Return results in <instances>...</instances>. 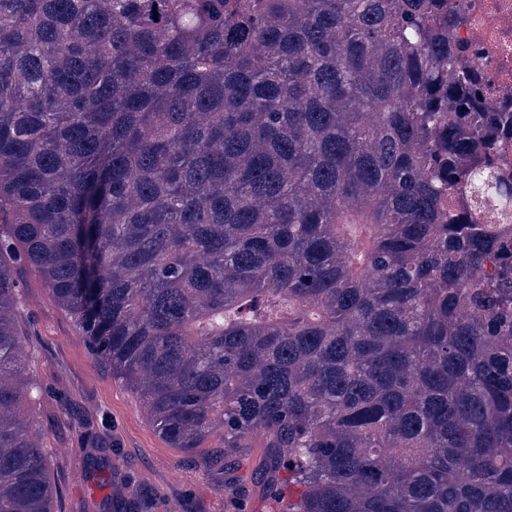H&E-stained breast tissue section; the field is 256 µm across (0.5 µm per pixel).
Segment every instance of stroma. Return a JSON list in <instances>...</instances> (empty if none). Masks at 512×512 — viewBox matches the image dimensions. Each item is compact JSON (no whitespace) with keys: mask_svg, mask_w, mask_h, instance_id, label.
Returning a JSON list of instances; mask_svg holds the SVG:
<instances>
[{"mask_svg":"<svg viewBox=\"0 0 512 512\" xmlns=\"http://www.w3.org/2000/svg\"><path fill=\"white\" fill-rule=\"evenodd\" d=\"M18 280L17 330L38 387L23 408L42 436L54 512H275L251 479L262 449H237L228 467L211 449L169 447L36 273L20 269Z\"/></svg>","mask_w":512,"mask_h":512,"instance_id":"1","label":"stroma"}]
</instances>
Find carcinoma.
<instances>
[{
  "label": "carcinoma",
  "instance_id": "obj_1",
  "mask_svg": "<svg viewBox=\"0 0 512 512\" xmlns=\"http://www.w3.org/2000/svg\"><path fill=\"white\" fill-rule=\"evenodd\" d=\"M458 0H0V512H53L32 268L172 448L282 512H512V112ZM482 224H511L512 206L506 209L497 201L486 198L481 202Z\"/></svg>",
  "mask_w": 512,
  "mask_h": 512
}]
</instances>
